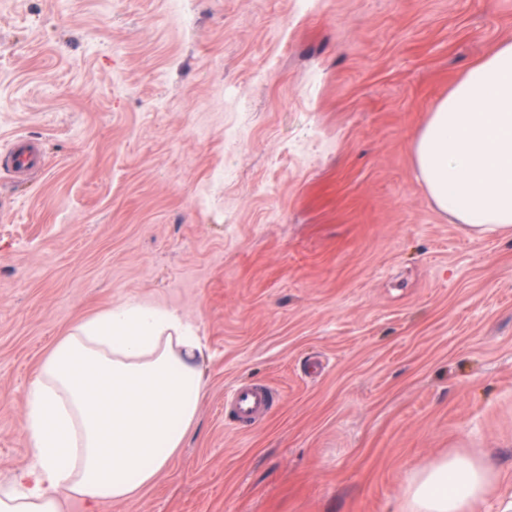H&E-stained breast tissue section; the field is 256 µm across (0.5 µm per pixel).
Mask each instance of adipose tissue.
I'll list each match as a JSON object with an SVG mask.
<instances>
[{"label": "adipose tissue", "instance_id": "obj_1", "mask_svg": "<svg viewBox=\"0 0 512 512\" xmlns=\"http://www.w3.org/2000/svg\"><path fill=\"white\" fill-rule=\"evenodd\" d=\"M437 208L483 235H512V41L473 65L414 142ZM195 324L120 300L82 319L43 358L26 401L33 454L0 483V512H84L151 486L182 448L206 380ZM495 476L446 455L406 480L408 512H471Z\"/></svg>", "mask_w": 512, "mask_h": 512}]
</instances>
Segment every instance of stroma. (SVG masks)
<instances>
[{
    "mask_svg": "<svg viewBox=\"0 0 512 512\" xmlns=\"http://www.w3.org/2000/svg\"><path fill=\"white\" fill-rule=\"evenodd\" d=\"M512 0H0V480L44 355L112 302L192 319L207 386L154 485L97 512H407L488 459L512 498V240L441 212L413 142ZM240 382L276 407L247 431ZM13 153H11L8 169L18 177L39 169L43 165V154L41 148L23 137L15 138L13 142ZM275 406L272 391L263 384L242 383L234 387L224 411L239 430H247ZM495 476L490 462L446 455L406 480L408 512H470Z\"/></svg>",
    "mask_w": 512,
    "mask_h": 512,
    "instance_id": "stroma-1",
    "label": "stroma"
}]
</instances>
